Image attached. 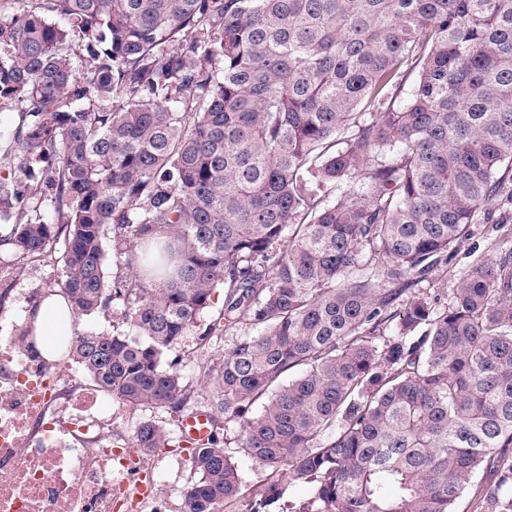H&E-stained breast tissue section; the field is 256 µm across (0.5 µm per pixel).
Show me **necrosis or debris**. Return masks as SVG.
Returning <instances> with one entry per match:
<instances>
[{
	"instance_id": "necrosis-or-debris-1",
	"label": "necrosis or debris",
	"mask_w": 512,
	"mask_h": 512,
	"mask_svg": "<svg viewBox=\"0 0 512 512\" xmlns=\"http://www.w3.org/2000/svg\"><path fill=\"white\" fill-rule=\"evenodd\" d=\"M69 385L65 368L29 354L19 327L0 336V512H115L130 457L103 443L112 406L85 391L60 417Z\"/></svg>"
}]
</instances>
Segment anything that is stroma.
<instances>
[{"label": "stroma", "mask_w": 512, "mask_h": 512, "mask_svg": "<svg viewBox=\"0 0 512 512\" xmlns=\"http://www.w3.org/2000/svg\"><path fill=\"white\" fill-rule=\"evenodd\" d=\"M489 208L497 217V228L492 230L485 224L473 225L470 236L456 248L448 263L434 267L418 284L417 290L425 298L447 299L461 271L478 257L489 255L495 238L512 242V207L494 201ZM63 250L62 242L56 241L48 246L45 257L36 259L0 248V312L10 316L16 324H23L25 311L46 294L59 290L65 275ZM234 342V336L229 334L201 339L199 329L195 328L172 350V357L181 359L183 373L193 386L187 411L209 410L211 391L200 379L199 368L219 365L225 351ZM149 418L162 422L170 437L179 436L181 414L134 409L116 402L112 405L113 447H128L137 423ZM213 431L231 456L244 485L253 489L266 484L268 470L237 446L238 423L221 419ZM142 461L144 473L153 481L159 512H183L185 493L196 479L187 455L164 448L143 456Z\"/></svg>", "instance_id": "1"}]
</instances>
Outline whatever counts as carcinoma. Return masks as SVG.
Segmentation results:
<instances>
[{
	"instance_id": "1",
	"label": "carcinoma",
	"mask_w": 512,
	"mask_h": 512,
	"mask_svg": "<svg viewBox=\"0 0 512 512\" xmlns=\"http://www.w3.org/2000/svg\"><path fill=\"white\" fill-rule=\"evenodd\" d=\"M4 2L0 246L64 237L74 317L117 303L135 332L57 356L176 413L165 355L220 293L202 337L246 334L202 380L238 447L310 486L284 512H455L480 471V512H512V249L442 305L415 291L512 201V0ZM169 443L149 419L131 447ZM189 461L183 512H276L280 480L246 490L217 436Z\"/></svg>"
}]
</instances>
